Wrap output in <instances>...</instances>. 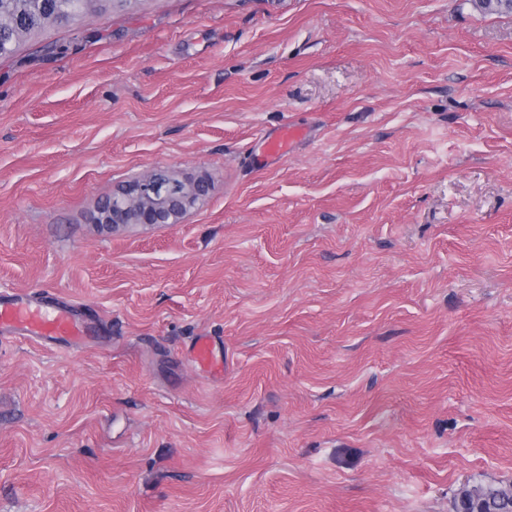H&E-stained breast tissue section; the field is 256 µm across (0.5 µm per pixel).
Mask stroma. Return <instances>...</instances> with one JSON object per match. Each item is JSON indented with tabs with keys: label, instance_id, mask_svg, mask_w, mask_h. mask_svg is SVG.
I'll list each match as a JSON object with an SVG mask.
<instances>
[{
	"label": "stroma",
	"instance_id": "1",
	"mask_svg": "<svg viewBox=\"0 0 512 512\" xmlns=\"http://www.w3.org/2000/svg\"><path fill=\"white\" fill-rule=\"evenodd\" d=\"M158 167L212 191L94 223ZM41 288L97 334L0 342V512H452L512 484V15L144 0L23 43L0 291ZM299 130L296 127H283L276 134H264L265 155L263 159L257 158V163L262 164L267 159H274L281 156L287 149L288 144L299 137Z\"/></svg>",
	"mask_w": 512,
	"mask_h": 512
}]
</instances>
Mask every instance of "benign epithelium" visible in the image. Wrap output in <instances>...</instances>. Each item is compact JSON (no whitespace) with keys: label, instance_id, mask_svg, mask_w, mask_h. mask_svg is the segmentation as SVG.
<instances>
[{"label":"benign epithelium","instance_id":"obj_1","mask_svg":"<svg viewBox=\"0 0 512 512\" xmlns=\"http://www.w3.org/2000/svg\"><path fill=\"white\" fill-rule=\"evenodd\" d=\"M209 191L210 184L200 176L189 178L166 168L152 170L112 190V199L117 205L101 213V223L114 228L125 224H152L161 213L176 215L172 210L173 196H179L188 205L194 197H205Z\"/></svg>","mask_w":512,"mask_h":512}]
</instances>
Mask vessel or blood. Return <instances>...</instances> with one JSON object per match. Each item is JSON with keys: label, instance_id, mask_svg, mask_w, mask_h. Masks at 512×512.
Segmentation results:
<instances>
[{"label": "vessel or blood", "instance_id": "b4317fda", "mask_svg": "<svg viewBox=\"0 0 512 512\" xmlns=\"http://www.w3.org/2000/svg\"><path fill=\"white\" fill-rule=\"evenodd\" d=\"M299 136L298 128L283 127L278 133L264 137L265 156H281L288 145ZM47 293L35 290L27 294L0 296V336L30 338L37 341H67L83 343L91 330L68 307H46Z\"/></svg>", "mask_w": 512, "mask_h": 512}]
</instances>
